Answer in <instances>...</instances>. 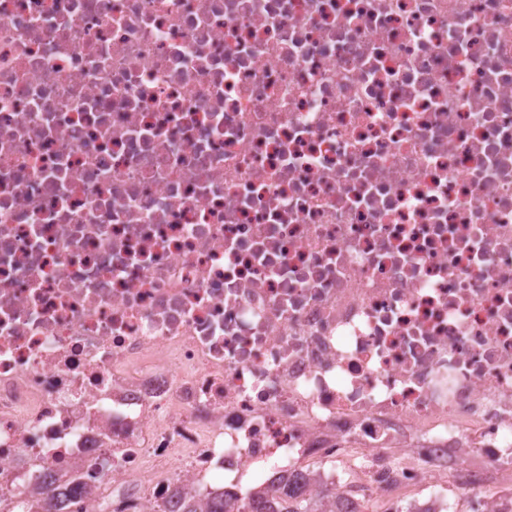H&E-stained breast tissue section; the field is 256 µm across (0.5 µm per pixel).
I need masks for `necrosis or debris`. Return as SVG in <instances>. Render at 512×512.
Instances as JSON below:
<instances>
[{"instance_id":"necrosis-or-debris-1","label":"necrosis or debris","mask_w":512,"mask_h":512,"mask_svg":"<svg viewBox=\"0 0 512 512\" xmlns=\"http://www.w3.org/2000/svg\"><path fill=\"white\" fill-rule=\"evenodd\" d=\"M512 512V0H0V508ZM276 492H272L268 494L264 501L262 500H253L252 505L250 503H242L241 505H237L232 502H225L224 498L215 499L209 506V510L207 512H244L246 509H250V512H319L321 510H317L316 503H313L309 499L298 498L296 494L293 500L286 499L281 503L280 508H276L274 505V501L277 498Z\"/></svg>"}]
</instances>
